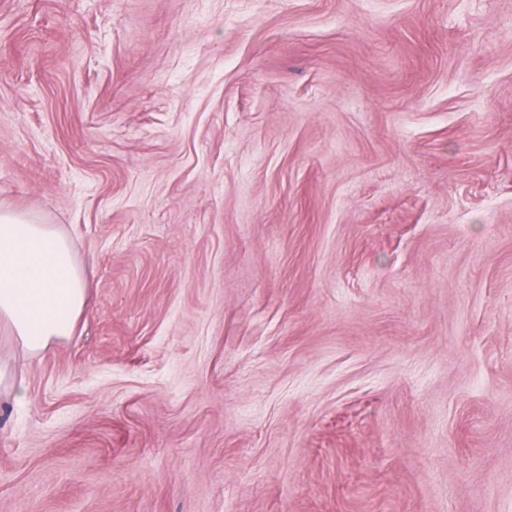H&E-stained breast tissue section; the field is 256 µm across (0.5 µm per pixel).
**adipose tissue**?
<instances>
[{"label":"adipose tissue","mask_w":512,"mask_h":512,"mask_svg":"<svg viewBox=\"0 0 512 512\" xmlns=\"http://www.w3.org/2000/svg\"><path fill=\"white\" fill-rule=\"evenodd\" d=\"M87 278L67 235L0 209V334L31 355L69 338L86 305Z\"/></svg>","instance_id":"ef3b65f1"}]
</instances>
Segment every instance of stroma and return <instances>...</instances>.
I'll return each mask as SVG.
<instances>
[{
    "mask_svg": "<svg viewBox=\"0 0 512 512\" xmlns=\"http://www.w3.org/2000/svg\"><path fill=\"white\" fill-rule=\"evenodd\" d=\"M0 512H512V0H0ZM86 288L64 232L0 209V330L10 343L37 355L69 338Z\"/></svg>",
    "mask_w": 512,
    "mask_h": 512,
    "instance_id": "1",
    "label": "stroma"
}]
</instances>
